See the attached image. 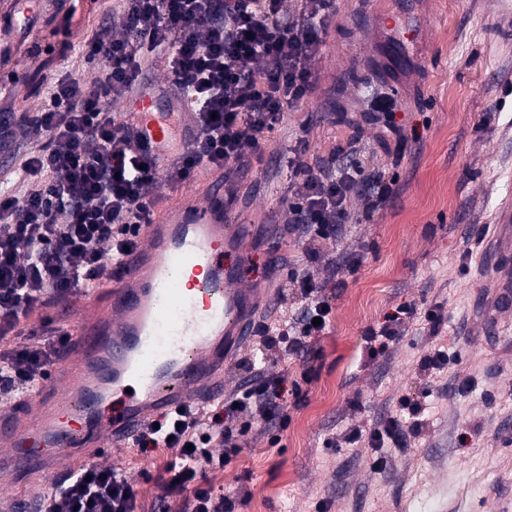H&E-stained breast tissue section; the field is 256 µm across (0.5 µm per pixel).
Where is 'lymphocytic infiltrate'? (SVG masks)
<instances>
[{"mask_svg": "<svg viewBox=\"0 0 512 512\" xmlns=\"http://www.w3.org/2000/svg\"><path fill=\"white\" fill-rule=\"evenodd\" d=\"M335 13V0H122L118 30L101 28L90 42L91 55L101 58L91 80L50 83L48 105L27 119L46 142L26 153L18 186L0 189L1 402L47 381L69 342L59 317H44L30 329L31 314L111 277L151 215L158 165L140 150L134 117L114 110L148 58L167 52L173 79L164 93L195 115L196 132L177 161L179 180L203 164L223 166L229 175L260 157L288 108L312 93V63ZM308 145L299 135L288 160L285 222L296 239L334 242L354 220L351 198L383 203L394 189L363 178L355 143L313 160L306 157ZM318 256L306 252V266L291 269L282 283L278 302L296 296L297 313L257 326L264 350L283 365L307 358L311 339L323 335L331 319L334 296L307 269ZM237 367L245 376L222 404L185 407L135 439L146 454L170 450L159 479L176 512H233L234 497L213 487L208 471L228 464L250 433L288 421L287 371L267 373L256 357ZM400 404L407 417L347 429L328 447L367 443L373 468L386 469L422 425L421 402ZM138 508L124 471L95 463L78 467L45 497V512Z\"/></svg>", "mask_w": 512, "mask_h": 512, "instance_id": "1", "label": "lymphocytic infiltrate"}]
</instances>
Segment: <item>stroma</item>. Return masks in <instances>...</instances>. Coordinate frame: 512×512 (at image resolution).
Here are the masks:
<instances>
[{
    "label": "stroma",
    "instance_id": "35a3bbf8",
    "mask_svg": "<svg viewBox=\"0 0 512 512\" xmlns=\"http://www.w3.org/2000/svg\"><path fill=\"white\" fill-rule=\"evenodd\" d=\"M398 0H336L313 71L316 87L289 108L261 159L225 181L242 218L285 208L281 154L309 124V153L326 157L356 141L366 173L395 180L397 192L374 210L353 199L356 221L335 243L320 244L316 281L336 276L330 325L314 338L310 362L292 360L280 442L255 434L249 448L210 472L236 499L235 512H512V307L489 286L501 212L512 205V0H415L408 22L415 41L377 48ZM118 0H0V120L40 111L49 81L90 77L99 57L86 45L111 22ZM396 101L400 134L369 121L373 101ZM390 147L382 149L380 138ZM282 246L255 248L240 270L245 284L280 280L305 245L281 233ZM361 257L356 272L334 271L342 254ZM440 302L448 316L430 337L420 313ZM419 316L385 356L369 359L365 336L402 305ZM448 365L426 384L419 360L433 344ZM428 395L426 424L390 467H371L367 447L330 448L350 426L369 427L400 412L401 397ZM163 456L133 446L103 462L122 468L141 512H158Z\"/></svg>",
    "mask_w": 512,
    "mask_h": 512
}]
</instances>
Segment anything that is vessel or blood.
Listing matches in <instances>:
<instances>
[{"instance_id":"vessel-or-blood-1","label":"vessel or blood","mask_w":512,"mask_h":512,"mask_svg":"<svg viewBox=\"0 0 512 512\" xmlns=\"http://www.w3.org/2000/svg\"><path fill=\"white\" fill-rule=\"evenodd\" d=\"M165 160L173 129L149 92L126 106ZM224 171L207 170L157 207L121 269L81 301L72 338L22 410L0 415V477L58 484L74 464L128 446L150 422L224 391V369L255 330L265 286L240 283L257 227L231 221ZM235 263H225V256ZM490 284L512 306V263Z\"/></svg>"}]
</instances>
